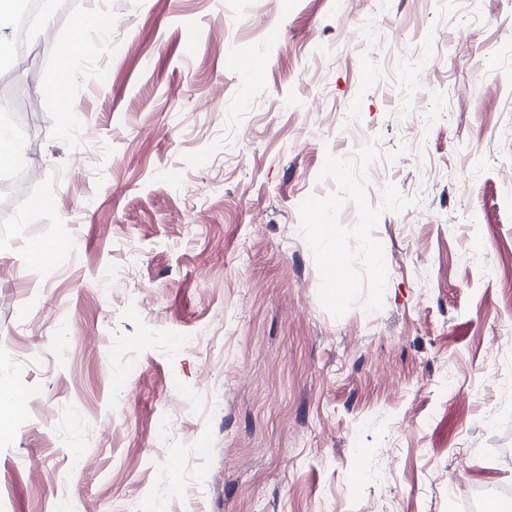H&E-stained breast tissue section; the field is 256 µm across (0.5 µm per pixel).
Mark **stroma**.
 Listing matches in <instances>:
<instances>
[{"instance_id":"stroma-1","label":"stroma","mask_w":512,"mask_h":512,"mask_svg":"<svg viewBox=\"0 0 512 512\" xmlns=\"http://www.w3.org/2000/svg\"><path fill=\"white\" fill-rule=\"evenodd\" d=\"M63 2L0 61V132L40 164H0V512L512 492V0ZM73 37L99 52L61 62ZM370 143L371 203L412 204L374 231L383 309L337 320L298 206Z\"/></svg>"}]
</instances>
